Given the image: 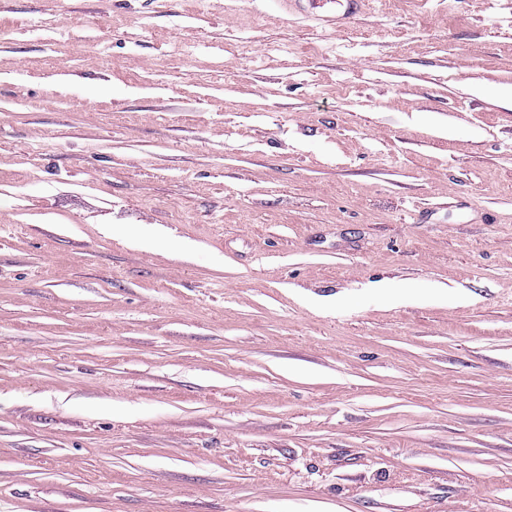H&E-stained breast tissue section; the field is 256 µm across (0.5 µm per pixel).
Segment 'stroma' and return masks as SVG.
<instances>
[{"instance_id": "35a3bbf8", "label": "stroma", "mask_w": 512, "mask_h": 512, "mask_svg": "<svg viewBox=\"0 0 512 512\" xmlns=\"http://www.w3.org/2000/svg\"><path fill=\"white\" fill-rule=\"evenodd\" d=\"M507 88L512 0H0V512H512ZM369 0H279L287 13L320 25L341 27L360 14Z\"/></svg>"}]
</instances>
